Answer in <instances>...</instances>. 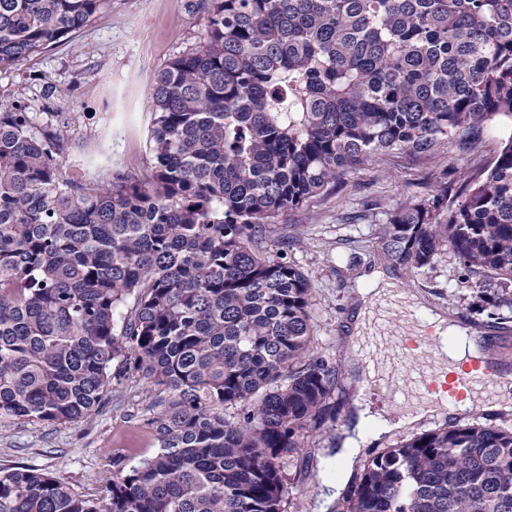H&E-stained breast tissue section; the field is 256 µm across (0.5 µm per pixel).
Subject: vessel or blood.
Listing matches in <instances>:
<instances>
[{
    "mask_svg": "<svg viewBox=\"0 0 512 512\" xmlns=\"http://www.w3.org/2000/svg\"><path fill=\"white\" fill-rule=\"evenodd\" d=\"M406 318L408 327L389 329L390 315ZM369 375L366 390L398 411L441 396L460 409L495 394L503 374L489 363L472 360L452 365L441 356V342L432 325L415 316L399 293L378 302L365 337Z\"/></svg>",
    "mask_w": 512,
    "mask_h": 512,
    "instance_id": "obj_1",
    "label": "vessel or blood"
}]
</instances>
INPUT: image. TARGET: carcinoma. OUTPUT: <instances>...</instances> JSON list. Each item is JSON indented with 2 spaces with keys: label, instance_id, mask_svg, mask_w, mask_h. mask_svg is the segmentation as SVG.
Returning <instances> with one entry per match:
<instances>
[{
  "label": "carcinoma",
  "instance_id": "1",
  "mask_svg": "<svg viewBox=\"0 0 512 512\" xmlns=\"http://www.w3.org/2000/svg\"><path fill=\"white\" fill-rule=\"evenodd\" d=\"M106 2L0 0V70ZM199 2L203 42L153 76L144 178L66 177V131L0 101V425L84 421L117 377L158 390L157 452L112 456L100 499L20 466L0 470V512H283L285 461L335 418L340 371L314 347L300 237L271 258L264 230L378 154L512 120V0ZM378 239L412 272L451 253L469 310L504 319L512 135L489 168L392 208ZM336 512H512V428L382 448Z\"/></svg>",
  "mask_w": 512,
  "mask_h": 512
}]
</instances>
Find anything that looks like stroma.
Wrapping results in <instances>:
<instances>
[{"mask_svg":"<svg viewBox=\"0 0 512 512\" xmlns=\"http://www.w3.org/2000/svg\"><path fill=\"white\" fill-rule=\"evenodd\" d=\"M204 25L198 0H108L72 40L0 71V100L22 105L34 130L47 124L68 128L69 178L91 179L107 164L143 175L149 163L145 139L153 75L195 48ZM511 134L512 124L500 121L485 129L470 152L444 143L428 154L376 156L348 172L340 187L274 220L263 238L264 249L277 251L284 229L302 234V243L288 256L312 284L315 343L331 362L348 365L344 328L357 279L384 267L400 293L418 295L423 307L487 336L497 349L499 368L512 373V329L488 327L486 318L451 298L459 271L452 254L408 272L390 265L378 243L379 227L393 207L408 199H428L443 177L460 180L488 167ZM151 397L146 380L126 378L112 384L88 421L0 427V469L27 466L86 497H100L112 455L124 453L131 466L151 456L139 424ZM349 410L348 398H341L335 419L326 421L321 433H308L286 464L285 512H318L337 476L330 449Z\"/></svg>","mask_w":512,"mask_h":512,"instance_id":"obj_1","label":"stroma"}]
</instances>
